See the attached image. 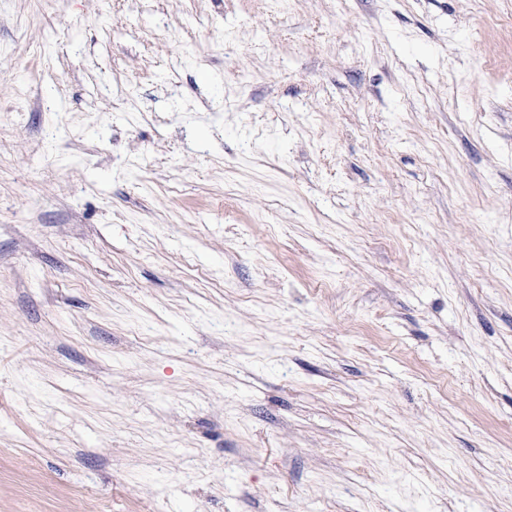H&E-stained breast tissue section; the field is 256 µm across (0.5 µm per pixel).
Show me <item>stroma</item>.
<instances>
[{
    "mask_svg": "<svg viewBox=\"0 0 512 512\" xmlns=\"http://www.w3.org/2000/svg\"><path fill=\"white\" fill-rule=\"evenodd\" d=\"M0 512H512V0H0Z\"/></svg>",
    "mask_w": 512,
    "mask_h": 512,
    "instance_id": "1",
    "label": "stroma"
}]
</instances>
